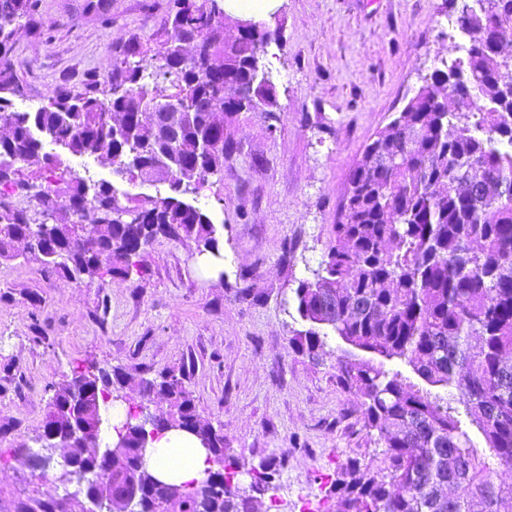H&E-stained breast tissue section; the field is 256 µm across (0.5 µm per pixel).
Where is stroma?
<instances>
[{
    "label": "stroma",
    "mask_w": 512,
    "mask_h": 512,
    "mask_svg": "<svg viewBox=\"0 0 512 512\" xmlns=\"http://www.w3.org/2000/svg\"><path fill=\"white\" fill-rule=\"evenodd\" d=\"M101 4L43 0L39 25L17 27L23 90L14 111H36L86 70L107 73L114 48L151 38L169 8ZM262 20L271 36L261 68L276 104L225 119L224 165L188 197L223 238V266L192 240L164 237L143 254L142 276L90 285L33 260H0V512H82L84 498L58 480L61 457L40 468L27 454L48 412V384L69 380L79 364L125 370L133 402L139 379L181 374L240 473L274 463L254 512H339V465L381 450L361 398L336 378L337 341L316 361L293 350L306 327L294 290L327 251L364 146L447 61L448 17L442 0H279ZM41 25L52 40L39 36ZM64 162L132 194L159 189L88 156Z\"/></svg>",
    "instance_id": "stroma-1"
}]
</instances>
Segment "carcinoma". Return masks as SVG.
Instances as JSON below:
<instances>
[{"mask_svg": "<svg viewBox=\"0 0 512 512\" xmlns=\"http://www.w3.org/2000/svg\"><path fill=\"white\" fill-rule=\"evenodd\" d=\"M171 2L152 38L133 35L116 48L107 75L89 69L78 90L62 88L37 111L15 112L14 26L35 21L41 0H0V121L10 129L0 137L1 259H17L14 244L27 238L44 267L92 284L142 274L139 257L160 237L189 238L200 253L220 256L215 224L183 200L231 148L214 122L224 74L208 64L222 58L236 111L272 107L273 86L259 78L270 33L260 24L226 41L224 0ZM445 2L466 48L450 46L444 68L365 145L326 259L295 288L309 328L291 338L293 349L318 359L329 337L344 345L337 379L364 398L382 444L379 456L340 465L341 512H499L512 501V483L499 477L512 470V54L495 36L512 26V0ZM184 42L196 54L183 55ZM147 56L175 89L165 95L169 105L189 103L176 126L155 111L156 95L142 83ZM46 138L59 151H43ZM64 153L93 156L168 191L129 197L114 210L113 184L69 170ZM36 158L42 174L33 179L25 167ZM396 361L419 382L391 368ZM126 383L119 367L91 378L78 366L70 382L48 385L46 418L64 423L68 391L82 387V416L97 439L101 405L123 399ZM144 383L164 393L168 422L197 434L223 467L210 485L156 479L138 454L150 420L134 403L118 431L132 465L112 471L113 492L134 497L136 512H162L169 501L177 512H248L238 472L226 465L224 434L199 418L182 378L163 371ZM89 467L74 456L64 481L92 478ZM273 467L252 473L253 490L270 489Z\"/></svg>", "mask_w": 512, "mask_h": 512, "instance_id": "carcinoma-1", "label": "carcinoma"}]
</instances>
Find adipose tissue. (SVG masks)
I'll return each instance as SVG.
<instances>
[{"instance_id": "ef3b65f1", "label": "adipose tissue", "mask_w": 512, "mask_h": 512, "mask_svg": "<svg viewBox=\"0 0 512 512\" xmlns=\"http://www.w3.org/2000/svg\"><path fill=\"white\" fill-rule=\"evenodd\" d=\"M210 454L193 433L167 429L148 444L146 465L158 479L175 484L202 481Z\"/></svg>"}]
</instances>
